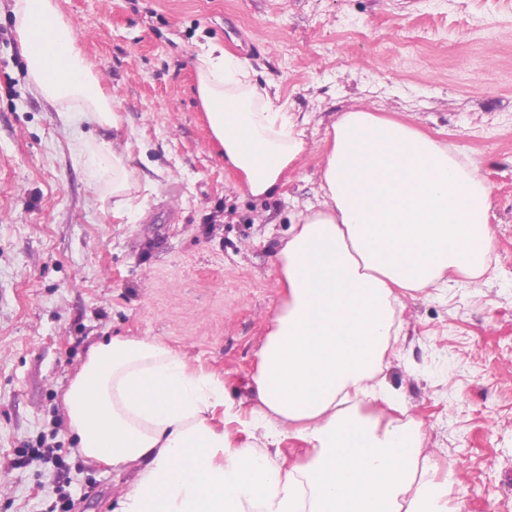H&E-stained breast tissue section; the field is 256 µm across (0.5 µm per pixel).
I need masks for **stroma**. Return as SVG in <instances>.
<instances>
[{
	"label": "stroma",
	"mask_w": 512,
	"mask_h": 512,
	"mask_svg": "<svg viewBox=\"0 0 512 512\" xmlns=\"http://www.w3.org/2000/svg\"><path fill=\"white\" fill-rule=\"evenodd\" d=\"M56 2L118 126L45 100L0 0V512H113L134 481L82 458L64 414L102 337L162 340L248 417L284 296L274 252L319 191L336 115L361 103L483 162L489 269L405 298L385 375L435 477L454 474L450 512H512V0ZM208 44L307 118L271 197H252L212 138L194 67ZM111 138L119 197L77 151Z\"/></svg>",
	"instance_id": "obj_1"
}]
</instances>
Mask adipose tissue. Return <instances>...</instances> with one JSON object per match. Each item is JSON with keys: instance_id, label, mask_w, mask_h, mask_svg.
I'll list each match as a JSON object with an SVG mask.
<instances>
[{"instance_id": "adipose-tissue-1", "label": "adipose tissue", "mask_w": 512, "mask_h": 512, "mask_svg": "<svg viewBox=\"0 0 512 512\" xmlns=\"http://www.w3.org/2000/svg\"><path fill=\"white\" fill-rule=\"evenodd\" d=\"M27 73L87 121L114 115L55 0H14ZM197 95L224 161L250 195L270 196L305 150L304 117L275 103L247 61L212 45ZM318 204L275 254L285 299L258 349L248 437L218 374L193 370L158 339L93 343L63 406L76 449L138 477L117 512H448L415 418L383 376L401 292L471 283L489 268L493 200L481 163L367 105L338 115L323 151ZM289 438L308 447L286 464Z\"/></svg>"}]
</instances>
